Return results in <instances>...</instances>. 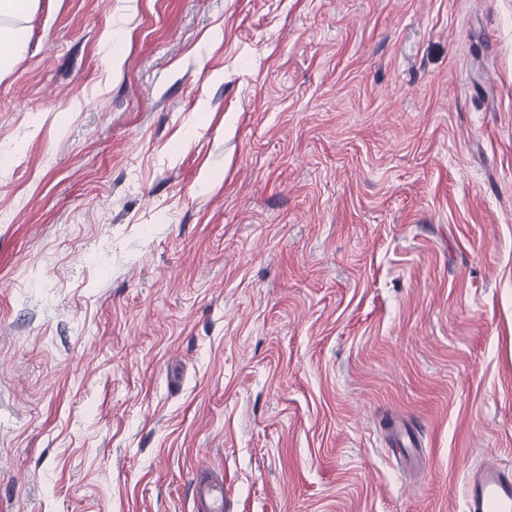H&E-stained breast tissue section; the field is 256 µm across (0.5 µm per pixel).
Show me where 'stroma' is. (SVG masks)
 <instances>
[{"mask_svg":"<svg viewBox=\"0 0 512 512\" xmlns=\"http://www.w3.org/2000/svg\"><path fill=\"white\" fill-rule=\"evenodd\" d=\"M19 25L0 512H199L200 470L225 512H464L512 469V0ZM464 500L465 512H511L512 473L487 459L469 478Z\"/></svg>","mask_w":512,"mask_h":512,"instance_id":"stroma-1","label":"stroma"}]
</instances>
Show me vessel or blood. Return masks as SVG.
I'll use <instances>...</instances> for the list:
<instances>
[{
  "label": "vessel or blood",
  "mask_w": 512,
  "mask_h": 512,
  "mask_svg": "<svg viewBox=\"0 0 512 512\" xmlns=\"http://www.w3.org/2000/svg\"><path fill=\"white\" fill-rule=\"evenodd\" d=\"M192 484L209 512H224L223 486L200 475ZM464 500L465 512H512V471L487 459L469 478Z\"/></svg>",
  "instance_id": "b4317fda"
}]
</instances>
